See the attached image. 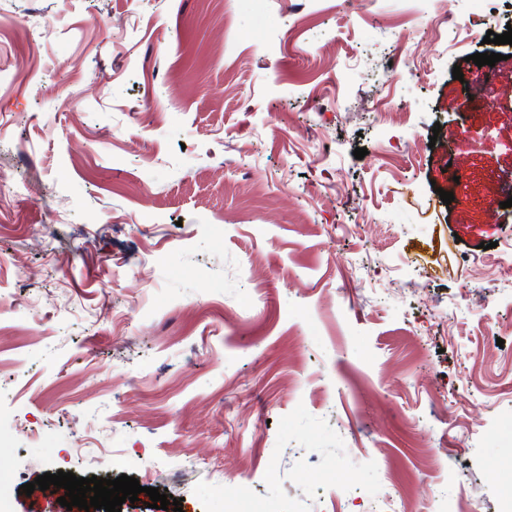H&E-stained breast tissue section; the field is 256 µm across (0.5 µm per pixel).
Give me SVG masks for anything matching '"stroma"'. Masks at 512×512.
<instances>
[{
	"label": "stroma",
	"mask_w": 512,
	"mask_h": 512,
	"mask_svg": "<svg viewBox=\"0 0 512 512\" xmlns=\"http://www.w3.org/2000/svg\"><path fill=\"white\" fill-rule=\"evenodd\" d=\"M489 13L512 0H0L5 512H67L22 491L62 470L183 512H512Z\"/></svg>",
	"instance_id": "35a3bbf8"
}]
</instances>
